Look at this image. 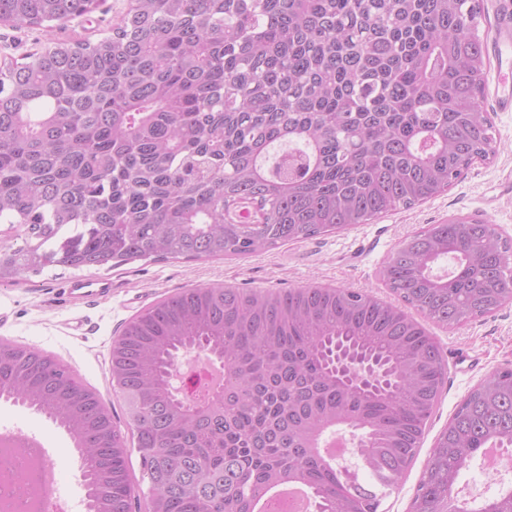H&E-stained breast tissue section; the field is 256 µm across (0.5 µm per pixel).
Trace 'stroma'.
<instances>
[{
    "label": "stroma",
    "instance_id": "1",
    "mask_svg": "<svg viewBox=\"0 0 512 512\" xmlns=\"http://www.w3.org/2000/svg\"><path fill=\"white\" fill-rule=\"evenodd\" d=\"M129 0H101L89 16L51 30H17L0 24V62L40 50L50 40L97 41L110 35L128 9ZM512 15V0H483L479 33L501 37L512 59V28L502 26ZM505 72L491 57L484 75L488 112L496 155L490 163L474 164L443 194L410 208H401L367 224L317 238L291 241L260 254L235 259L137 261L107 272L112 283L107 298L71 303L65 293L73 270L56 269L19 282L0 284V337L49 351L71 365L105 405L120 400L109 380L112 338L125 321L167 295L224 284L257 291H277L306 284L345 287L393 301L379 275L383 262L405 238L453 215L471 216L494 224L512 238V112L500 111L499 91ZM448 372V379L424 434L422 448L400 485L387 492L380 512H409L412 498L435 440L457 405L495 369L512 366V303L459 328L430 325ZM46 437L62 470L59 487L72 512H85L86 491L75 474L80 455L71 436L36 411L0 400V430Z\"/></svg>",
    "mask_w": 512,
    "mask_h": 512
}]
</instances>
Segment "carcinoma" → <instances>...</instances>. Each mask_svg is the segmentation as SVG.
I'll return each mask as SVG.
<instances>
[{
	"label": "carcinoma",
	"mask_w": 512,
	"mask_h": 512,
	"mask_svg": "<svg viewBox=\"0 0 512 512\" xmlns=\"http://www.w3.org/2000/svg\"><path fill=\"white\" fill-rule=\"evenodd\" d=\"M97 6L0 0V24L52 28ZM480 15V0H132L109 36L1 63L0 224L23 233L0 244V283L249 256L442 194L494 153ZM442 259L447 275L434 273ZM380 277L458 328L512 302V241L454 215L404 240ZM193 344L224 363V390L204 401L169 380ZM110 354L121 427L53 353L0 338V399L74 439L88 512H255L290 483L315 512H378L447 378L434 337L401 307L316 285L173 293L130 318ZM363 363L380 377L343 380ZM345 428L356 472L320 452ZM487 446L512 448V366L459 404L411 512H512V487L454 496Z\"/></svg>",
	"instance_id": "cac0c4a2"
}]
</instances>
